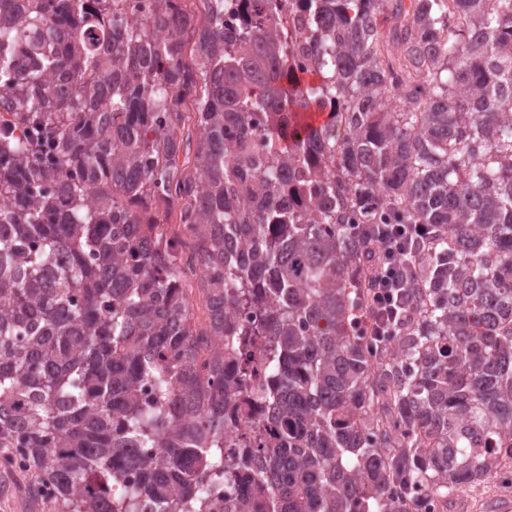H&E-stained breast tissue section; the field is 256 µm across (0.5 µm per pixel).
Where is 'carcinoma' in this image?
Wrapping results in <instances>:
<instances>
[{"label": "carcinoma", "instance_id": "obj_1", "mask_svg": "<svg viewBox=\"0 0 512 512\" xmlns=\"http://www.w3.org/2000/svg\"><path fill=\"white\" fill-rule=\"evenodd\" d=\"M203 2L189 51L173 0H0V448L60 512H421L512 448V0ZM176 202L189 243L136 209ZM376 224L421 226L380 349ZM183 288H185L186 294L189 297L191 312L193 313L196 324L198 326H206L208 324L206 302L197 289L196 278H187L183 282ZM262 379L257 377L246 382L243 388V394L235 406H231L226 411L228 427L240 425L243 421L251 422L257 425L264 423L266 411L263 407L254 404L251 401V392L260 388Z\"/></svg>", "mask_w": 512, "mask_h": 512}]
</instances>
